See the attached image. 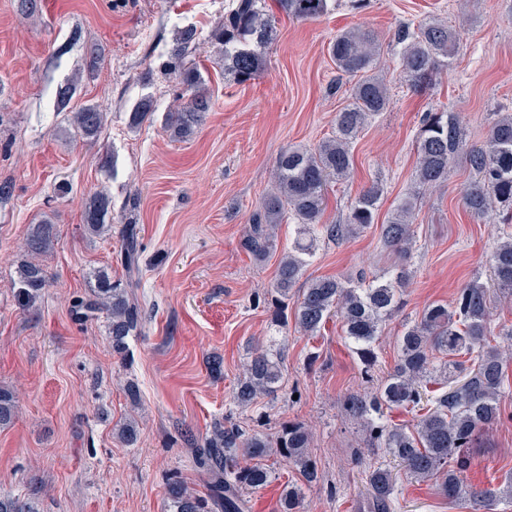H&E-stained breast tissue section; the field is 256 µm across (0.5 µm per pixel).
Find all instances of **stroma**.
I'll return each instance as SVG.
<instances>
[{"label": "stroma", "mask_w": 512, "mask_h": 512, "mask_svg": "<svg viewBox=\"0 0 512 512\" xmlns=\"http://www.w3.org/2000/svg\"><path fill=\"white\" fill-rule=\"evenodd\" d=\"M18 4L0 0V182L13 185L0 203V384L13 386L19 400L15 422L0 428V491L23 499L37 494L40 512H166L170 479L206 491L186 434L205 435L228 417L272 435L282 421L295 420L312 431L319 475L303 489L301 512H370L364 467L351 458L363 434L343 400L372 385L339 318L314 336L294 326L275 332L262 298L295 226H280L277 253L261 262L242 245L245 227L271 189L280 152L314 148L333 134L353 79L337 72L329 47L340 31L359 27L377 40L374 65L390 102L354 140L350 177L328 183L322 221L344 223L351 202L373 182L384 192L375 224L319 242L303 277L371 280L401 264L381 226L415 187L424 113H458L470 141L478 142L497 113L512 112V0H365L359 8L353 0H329L317 20L280 17L261 74L243 84L225 79L207 45L195 61L212 109L184 141L164 128L173 94L161 66L182 27H195L207 44L228 0H37L31 19ZM437 20L458 32L459 53L417 88L401 73L395 37L401 28ZM92 43L104 61L91 71ZM74 78L72 106L93 103L107 116L93 141L70 132L69 112L57 103V87ZM145 97L154 112L130 128L129 114ZM472 178L456 162L446 183L420 196L406 305L378 339L375 376L392 370L406 322L432 302L452 303L468 281L490 279L488 261L503 226L497 212L477 219L466 209L462 192ZM100 191L112 200L106 221L113 232L92 237L84 205ZM131 213L143 246L144 319L123 359L112 352L105 314L79 322L71 303L87 291L91 270L124 277L120 229ZM46 219L58 238L44 259L49 283L28 311L16 304L11 281L30 227ZM273 339L282 351L279 391L234 408L252 349ZM213 355L224 360L218 377L206 364ZM131 381L140 390V434L128 448L113 427L131 411ZM501 408L500 423L476 442L469 478L480 488L512 475V392ZM264 463L270 482L243 491L244 512H277L281 486L300 479L279 454ZM399 505L398 512H472L444 498L432 479L401 481Z\"/></svg>", "instance_id": "35a3bbf8"}]
</instances>
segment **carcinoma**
Masks as SVG:
<instances>
[{
  "instance_id": "obj_1",
  "label": "carcinoma",
  "mask_w": 512,
  "mask_h": 512,
  "mask_svg": "<svg viewBox=\"0 0 512 512\" xmlns=\"http://www.w3.org/2000/svg\"><path fill=\"white\" fill-rule=\"evenodd\" d=\"M278 11L287 17L306 21L328 11V0H276ZM224 46V77L238 83L255 79L263 65L261 50L278 38L274 14L266 0H232L224 20L211 34ZM400 68L415 87L432 81L433 75L447 67L458 52L454 30L442 22H431L410 33L398 35ZM199 37L192 26L179 30L163 63L164 76L175 81L174 107L166 125L175 139L190 137L210 110L211 101L204 77L193 60ZM378 45L367 30L350 29L336 36L330 54L338 71L361 78L352 86L351 102L336 113L334 134L312 150L288 148L282 151L273 172V187L254 211L243 236V247L256 260L266 259L276 248L278 227L290 221L298 225V237L278 262L272 284L273 326L288 328V299L303 275L320 238L336 240L358 235L372 224L383 194L382 184L374 182L350 205L344 224H322L326 187L331 180L347 178L353 170L351 145L359 133L389 105L383 78L371 72ZM154 111L150 98L140 100L129 115L135 129ZM105 114L95 104H85L72 112L71 126L90 140L101 133ZM416 184L382 225L384 243L411 259L414 209L419 189L441 185L458 159H463L475 177L463 189L464 204L481 218L490 211L512 214V114L498 113L486 131L483 143L471 144L456 113L446 110L427 112L417 136ZM111 206L108 194L96 193L84 209L87 233L101 236ZM57 240L56 225L45 220L34 224L24 242L25 258L17 265L11 282L19 307L31 309L48 285L42 257L50 253ZM142 243L136 221L125 224L121 263L125 279L114 280L104 270L90 273V288L72 301L76 320L84 321L99 312L108 319L112 353L128 355V338L142 323L137 288L140 287ZM493 288L512 298V234L504 236L489 259ZM409 270L402 266L367 283L354 284L334 277H318L305 283L293 311L295 326L309 335L321 331L332 316L342 322L345 336L359 356L364 373L376 362V344L383 325L404 306L403 293ZM490 288L474 280L456 294L451 305L432 303L420 319L406 325L399 339L396 364L384 381L370 392L350 393L344 401L346 413L356 420L365 442L383 456H389L402 471L396 472L379 462L365 470L372 512H396L398 481L404 477L423 481L438 479L440 492L451 502H468L473 512H487L500 504L512 507V476L499 489L478 490L468 482L471 450L483 433L500 420V396L508 380V361L488 337L491 326ZM447 356H465L469 366L464 380L451 385L449 379L460 369L457 361L436 362L432 351ZM281 350L258 348L239 379L233 403L246 409L261 395L279 387L282 379ZM429 405L413 427L384 420L386 410L414 409ZM18 413V396L0 384V428L10 425ZM116 437L127 446L135 444L138 421L129 416L114 428ZM195 465L208 476V493L189 490L173 481L167 488L169 512H243L242 489L260 488L270 479L260 465H244L246 458H262L270 448L296 467L304 480H318L313 460L311 435L296 421L283 422L275 438L264 433L244 431L237 424L216 422L201 438L186 439ZM301 487L285 485L280 497V512H298ZM0 512H38L34 500L23 501L0 494Z\"/></svg>"
}]
</instances>
